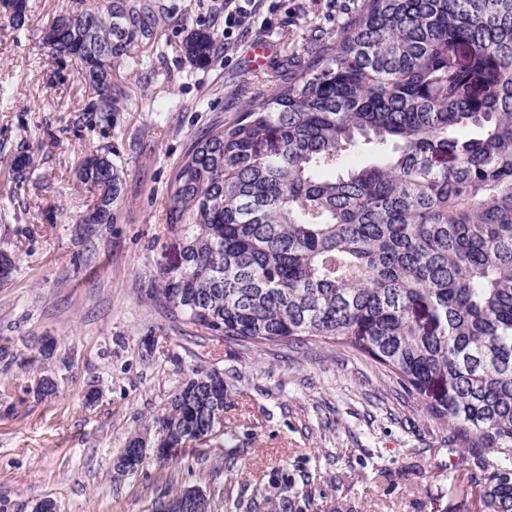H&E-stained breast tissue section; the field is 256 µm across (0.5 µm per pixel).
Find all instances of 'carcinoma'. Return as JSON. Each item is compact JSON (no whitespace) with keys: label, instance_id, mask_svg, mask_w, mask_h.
Here are the masks:
<instances>
[{"label":"carcinoma","instance_id":"1","mask_svg":"<svg viewBox=\"0 0 512 512\" xmlns=\"http://www.w3.org/2000/svg\"><path fill=\"white\" fill-rule=\"evenodd\" d=\"M34 9L15 0L9 24ZM168 15L164 0H79L44 27L43 48L80 64L79 120L112 124L116 66L139 65ZM217 50L201 27L181 47L200 69ZM269 83L175 166L165 230L182 248L156 299L245 348L286 336L369 357L429 398L454 445L494 455L476 506L512 512V0H363ZM76 178L94 196L88 237L112 222L123 175L98 152ZM208 380L192 371L158 419L171 457L224 436Z\"/></svg>","mask_w":512,"mask_h":512}]
</instances>
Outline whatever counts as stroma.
Listing matches in <instances>:
<instances>
[{"label": "stroma", "instance_id": "1", "mask_svg": "<svg viewBox=\"0 0 512 512\" xmlns=\"http://www.w3.org/2000/svg\"><path fill=\"white\" fill-rule=\"evenodd\" d=\"M143 65H120L129 96L108 127L78 122V67L44 52L41 30L74 0H36L21 30L0 19V253L15 270L0 281V512H150L162 493L222 489L213 512L252 500L269 512L272 480L310 492L309 512H475L474 482L491 455L448 442V430L368 357L324 341L250 350L198 332L155 302L161 268L179 242L166 235L168 181L190 145L265 90L267 74L319 51L356 0H257L249 25L224 36V0H168ZM210 25L224 50L204 69L181 53L187 29ZM275 54L250 65L254 42ZM28 138L33 164L17 183L10 161ZM124 175L113 220L89 238L77 221L89 203L74 175L93 151ZM55 342L37 360L41 343ZM224 377L219 444L116 477L127 437L157 430L191 369ZM58 384L37 396L43 375ZM96 403H87L91 389Z\"/></svg>", "mask_w": 512, "mask_h": 512}]
</instances>
